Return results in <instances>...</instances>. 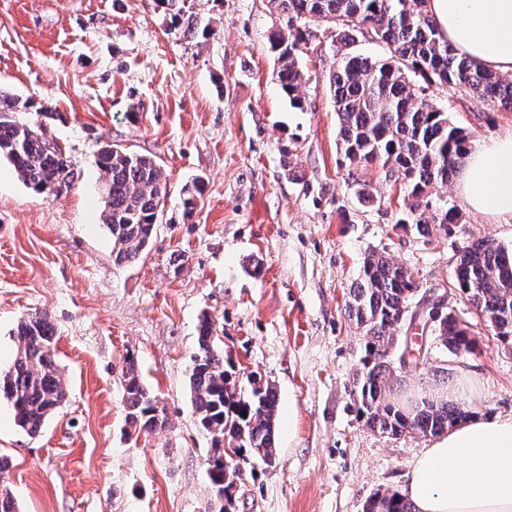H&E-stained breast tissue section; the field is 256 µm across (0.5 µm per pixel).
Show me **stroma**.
Here are the masks:
<instances>
[{
  "mask_svg": "<svg viewBox=\"0 0 512 512\" xmlns=\"http://www.w3.org/2000/svg\"><path fill=\"white\" fill-rule=\"evenodd\" d=\"M194 32L153 0H0V94L15 118L55 111L44 135L74 171L56 197L26 186L0 158V369L19 319L47 314L65 403L30 437L0 402V455L19 512H219L206 460L213 442L193 413L189 374L209 317L239 389L278 395L277 458L242 461L229 512H364L400 491L431 437L392 436L358 411L363 331L346 304L373 249L413 273L419 293L469 329L458 358L427 331L425 356L398 387L477 383L470 415H512V338L497 336L455 284L464 247L512 249V217L473 210L458 180L436 186L459 210L447 231L420 236L401 176L373 165L378 202L358 205L329 89L341 53L319 27L299 57L304 110L291 107L269 49L284 29L269 0H187ZM434 104L472 146L512 130V112L448 85ZM154 157L169 195L156 234L115 264L96 158L105 145ZM199 184L192 214L184 190ZM135 357L163 407L164 429L126 424L122 369Z\"/></svg>",
  "mask_w": 512,
  "mask_h": 512,
  "instance_id": "stroma-1",
  "label": "stroma"
}]
</instances>
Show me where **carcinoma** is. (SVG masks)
Wrapping results in <instances>:
<instances>
[{"label": "carcinoma", "instance_id": "carcinoma-1", "mask_svg": "<svg viewBox=\"0 0 512 512\" xmlns=\"http://www.w3.org/2000/svg\"><path fill=\"white\" fill-rule=\"evenodd\" d=\"M271 0L275 12L286 18V31L270 39L277 79L296 109H303L299 88L303 73L298 57L314 35L312 27L327 25L348 47L351 31L367 30L392 49L386 59L372 60L351 51L341 54L330 83L343 160L349 170H363L377 161L406 179L415 199L410 215L401 219L425 236L435 228L448 231L459 221L455 205L433 204L428 192L446 184L463 164L469 135L448 121L447 113L429 100L436 84L463 89L494 106L512 111V83L493 70L463 57L444 39L427 9V0ZM171 25L194 26L186 16V0H153ZM301 26L296 28L294 23ZM296 33H290V30ZM15 101L0 95V156L11 162L22 181L40 193L59 195L73 181L70 161L52 146L41 122L12 118ZM106 191L103 223L112 236V254L118 263L135 260L151 242L167 196V176L152 157L111 148L97 159ZM357 201L365 206L377 197L368 181H353ZM456 285L484 315L494 319L498 335L512 336V250L492 240L467 246L456 268ZM419 284L413 274L386 253L370 252L360 280L352 289L348 314L363 329L365 359L358 384L359 410L373 429L392 436L413 430L437 435L466 418L459 404L446 400L421 402L400 408L388 393L395 381V332L405 322ZM436 331L452 354L475 348L465 326L452 314L438 316ZM18 341L10 367L0 372V400L14 411L15 423L30 436L40 433L45 420L66 401V384L55 356L54 327L44 313L28 314L15 329ZM127 424L135 432L155 431L167 424L156 396L139 375L133 358L122 369ZM192 406L199 425L214 443L208 459V478L215 496L229 493L240 479L224 471V436L239 440L237 451L266 464L276 460L274 439L278 399L273 387L255 388L245 397L232 374L224 369V348L213 324L202 318L198 352L189 378ZM365 512H412L400 493H377Z\"/></svg>", "mask_w": 512, "mask_h": 512}]
</instances>
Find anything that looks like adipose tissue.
Instances as JSON below:
<instances>
[{"mask_svg":"<svg viewBox=\"0 0 512 512\" xmlns=\"http://www.w3.org/2000/svg\"><path fill=\"white\" fill-rule=\"evenodd\" d=\"M457 52L512 72V0H428ZM462 192L475 210L512 216V132L470 152ZM415 512H512V416L472 417L424 449L401 489Z\"/></svg>","mask_w":512,"mask_h":512,"instance_id":"obj_1","label":"adipose tissue"}]
</instances>
